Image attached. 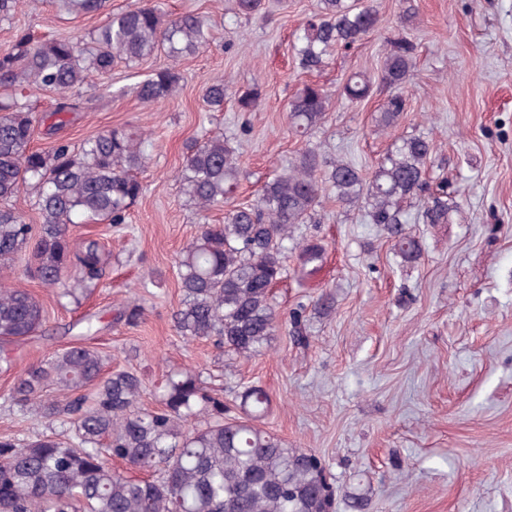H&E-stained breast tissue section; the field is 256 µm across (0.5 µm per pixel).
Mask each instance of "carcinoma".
<instances>
[{
    "label": "carcinoma",
    "mask_w": 512,
    "mask_h": 512,
    "mask_svg": "<svg viewBox=\"0 0 512 512\" xmlns=\"http://www.w3.org/2000/svg\"><path fill=\"white\" fill-rule=\"evenodd\" d=\"M108 0H62L68 11L94 12ZM377 12L361 0H319V12L294 46L299 67H322L333 51L368 36ZM207 21L194 12L168 20L144 4L115 13L90 42L79 46L64 36H35L22 30L10 51L0 55V269L27 256L24 271L61 298L105 275L103 244L70 238L72 224H123L141 197L138 171L149 155L145 131L114 127L78 145L33 147L36 116L25 96L32 88L58 95L50 111H79L76 96L91 73L107 74L118 61L132 63L156 52L177 60L206 47ZM380 82L386 97L379 125L394 127L406 109L404 88L415 62L405 36L386 40ZM180 73L155 70L137 86L138 98L153 105L179 89ZM364 71L350 75L342 93L351 101L372 95ZM224 79L202 94L209 110L224 109ZM332 94L304 85L288 103L289 130L307 137L322 123ZM432 138L411 135L378 163L372 175L357 165L307 147L265 183L256 203L229 211L222 224H202L176 262L183 292L174 315L177 331L191 339L251 357L268 344L279 325L273 289L297 253L300 272L317 271L325 249L294 237L301 224L315 221L321 198L331 194L343 206L363 204L372 224L386 226L394 249L406 261L421 254L420 240L406 231L402 203L426 184ZM237 141L222 133L188 146L178 172L181 193L204 215L224 205L238 188ZM37 189L41 224L34 226L8 206L25 187ZM451 207L435 198L425 224H446ZM44 309L31 294L0 285V372L13 371L4 345L41 331ZM141 380L131 372H105L97 348L74 342L14 377L5 400L25 416L37 412L50 431L19 442L0 438V512H332L333 490L321 460L267 431L261 420L272 399L261 386L240 395L242 417L224 418V401L204 385L200 373L172 369L160 385V406L139 405ZM69 427L61 438L53 426ZM120 460L146 471L137 477L112 467Z\"/></svg>",
    "instance_id": "1"
}]
</instances>
